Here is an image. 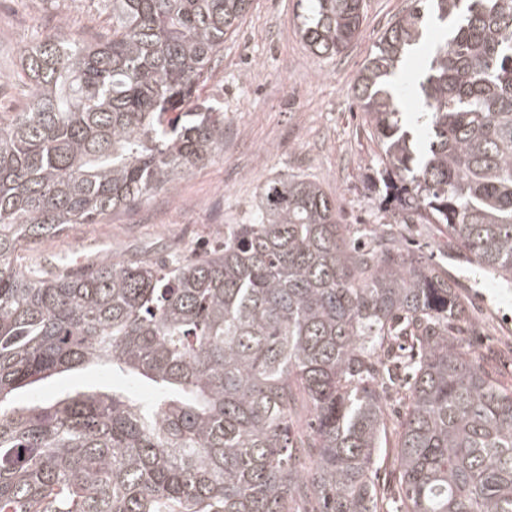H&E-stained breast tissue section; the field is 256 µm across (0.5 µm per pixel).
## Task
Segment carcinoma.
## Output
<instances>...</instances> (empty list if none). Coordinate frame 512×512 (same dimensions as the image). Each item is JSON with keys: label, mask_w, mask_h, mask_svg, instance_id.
Here are the masks:
<instances>
[{"label": "carcinoma", "mask_w": 512, "mask_h": 512, "mask_svg": "<svg viewBox=\"0 0 512 512\" xmlns=\"http://www.w3.org/2000/svg\"><path fill=\"white\" fill-rule=\"evenodd\" d=\"M91 42L37 39L23 111L0 120V512H512V386L462 336L448 272L390 224L355 238L336 198L285 175L224 244L165 262L25 273L16 253L175 190L224 145L199 101L252 0H106ZM334 56L363 0H297ZM443 34L405 106L394 79ZM351 93L389 178L393 223L435 224L512 284V0H411ZM101 367L149 390L37 396ZM404 390L391 496L376 463Z\"/></svg>", "instance_id": "1"}]
</instances>
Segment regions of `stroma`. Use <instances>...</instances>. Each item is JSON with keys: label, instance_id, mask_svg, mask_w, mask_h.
I'll use <instances>...</instances> for the list:
<instances>
[{"label": "stroma", "instance_id": "35a3bbf8", "mask_svg": "<svg viewBox=\"0 0 512 512\" xmlns=\"http://www.w3.org/2000/svg\"><path fill=\"white\" fill-rule=\"evenodd\" d=\"M410 0H364L360 36L342 54L319 56L302 41L296 0H253L223 59L201 87L204 100L224 105V147L177 189L122 207L101 224H73L34 248L19 250L27 271L60 261L82 265L126 253L157 260L202 254L224 241L228 224L251 223L265 183L306 177L337 199L352 229L388 219L381 148L351 86L378 38ZM69 19L67 37L88 40L110 15L102 0H0V117L21 111L24 89L14 79L20 56L39 35ZM409 250L440 266L465 300L468 341L476 359L506 384L512 367V287L476 282L465 252L432 224L399 227ZM87 387L131 389L124 377L88 368L41 384L43 396Z\"/></svg>", "mask_w": 512, "mask_h": 512}]
</instances>
